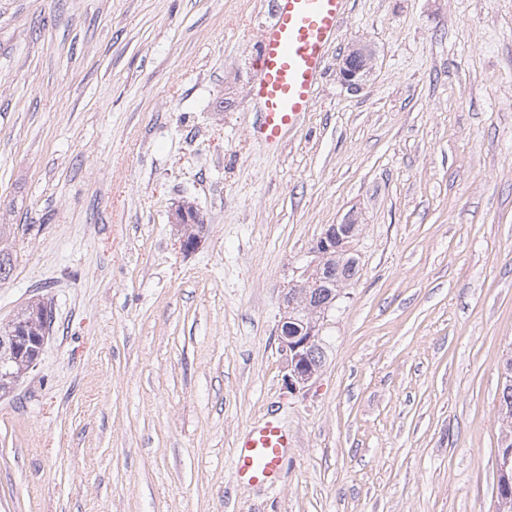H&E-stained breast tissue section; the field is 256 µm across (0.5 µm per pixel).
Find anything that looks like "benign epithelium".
<instances>
[{"label":"benign epithelium","instance_id":"benign-epithelium-1","mask_svg":"<svg viewBox=\"0 0 512 512\" xmlns=\"http://www.w3.org/2000/svg\"><path fill=\"white\" fill-rule=\"evenodd\" d=\"M374 51L371 46L357 42L350 46L339 67L340 81L351 89H358L366 80ZM187 204L171 211L169 223L176 228L179 250L190 253L197 249L201 235H191L183 229L188 221ZM359 230L358 216L350 212L338 224L328 225L317 239L311 254L313 259L298 279L289 284L283 298V316L278 325V340L286 355L288 388L305 387L318 374L319 369L308 363L311 347L318 345L323 336L325 315L334 302L316 303L310 300L308 289L329 279L342 289L349 282L347 269L357 267L350 243Z\"/></svg>","mask_w":512,"mask_h":512}]
</instances>
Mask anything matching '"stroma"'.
I'll use <instances>...</instances> for the list:
<instances>
[{
	"instance_id": "35a3bbf8",
	"label": "stroma",
	"mask_w": 512,
	"mask_h": 512,
	"mask_svg": "<svg viewBox=\"0 0 512 512\" xmlns=\"http://www.w3.org/2000/svg\"><path fill=\"white\" fill-rule=\"evenodd\" d=\"M274 7L0 0V326L53 312L0 394V512H495L512 0H349L313 111L271 150L251 128ZM354 41L375 50L358 90ZM351 211L356 274L293 392L283 293ZM269 415L293 445L260 489L232 454ZM374 51L371 46L357 42L350 46L339 67V78L350 89H359L366 80ZM188 205L186 203H181L174 210L171 211L169 215L170 224H174L178 236L177 245L179 250L183 253H190L197 249L199 243L201 242V233L203 231L204 225L200 226V229L195 235V233L190 236L189 231L183 229V224H186L188 220V215L186 213V207ZM180 207L182 208L180 210ZM191 237V238H189Z\"/></svg>"
}]
</instances>
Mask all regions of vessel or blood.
<instances>
[{
	"label": "vessel or blood",
	"instance_id": "1",
	"mask_svg": "<svg viewBox=\"0 0 512 512\" xmlns=\"http://www.w3.org/2000/svg\"><path fill=\"white\" fill-rule=\"evenodd\" d=\"M349 0H275L276 19L261 37L252 87L259 120L253 136L276 149L312 112L329 48L341 36ZM291 437L275 418L250 426L238 440L232 465L238 481L274 487Z\"/></svg>",
	"mask_w": 512,
	"mask_h": 512
}]
</instances>
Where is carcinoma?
<instances>
[{"instance_id": "carcinoma-1", "label": "carcinoma", "mask_w": 512, "mask_h": 512, "mask_svg": "<svg viewBox=\"0 0 512 512\" xmlns=\"http://www.w3.org/2000/svg\"><path fill=\"white\" fill-rule=\"evenodd\" d=\"M14 322L21 325L18 332L17 344L11 347L8 353V363L4 372L9 377L0 376V391L4 392L14 384L20 374L31 365L34 340L45 335L51 325V311L47 305L36 299L17 313ZM504 383L500 397V412L503 418L512 424V356L503 359L502 362Z\"/></svg>"}]
</instances>
